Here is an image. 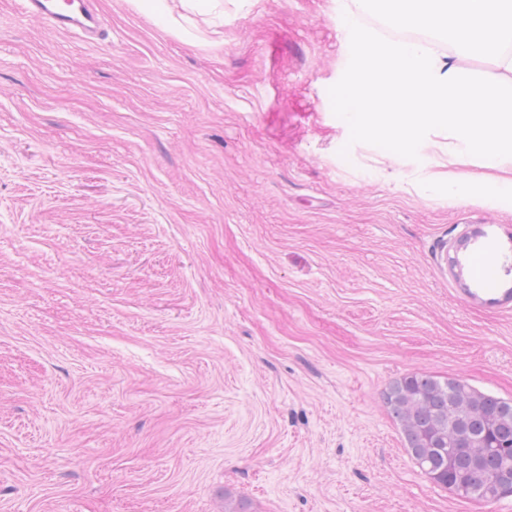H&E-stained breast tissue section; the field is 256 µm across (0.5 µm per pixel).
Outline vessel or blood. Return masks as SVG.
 Segmentation results:
<instances>
[{"instance_id":"obj_1","label":"vessel or blood","mask_w":512,"mask_h":512,"mask_svg":"<svg viewBox=\"0 0 512 512\" xmlns=\"http://www.w3.org/2000/svg\"><path fill=\"white\" fill-rule=\"evenodd\" d=\"M24 8L45 18L56 30L86 39L99 37L104 29L92 0H24Z\"/></svg>"}]
</instances>
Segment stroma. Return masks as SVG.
Masks as SVG:
<instances>
[{"mask_svg": "<svg viewBox=\"0 0 512 512\" xmlns=\"http://www.w3.org/2000/svg\"><path fill=\"white\" fill-rule=\"evenodd\" d=\"M0 0V512H512L385 392L512 399V205L349 144L339 0ZM24 8L45 18L56 30L85 39L99 38L104 29L91 0H24Z\"/></svg>", "mask_w": 512, "mask_h": 512, "instance_id": "1", "label": "stroma"}]
</instances>
